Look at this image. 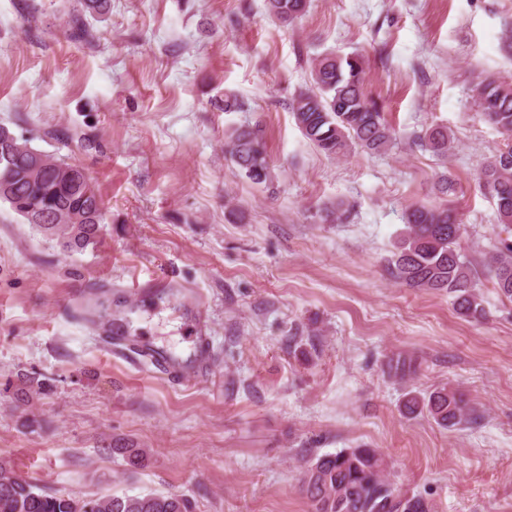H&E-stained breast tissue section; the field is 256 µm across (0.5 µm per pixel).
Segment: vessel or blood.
Masks as SVG:
<instances>
[{
    "mask_svg": "<svg viewBox=\"0 0 512 512\" xmlns=\"http://www.w3.org/2000/svg\"><path fill=\"white\" fill-rule=\"evenodd\" d=\"M196 340L199 346L200 357L195 369L191 371L172 361L164 351L144 343H126L124 337L118 334L107 336L105 343L111 348L131 347L132 351L145 357L171 385L180 386L192 379L199 380L205 378L211 372V338L206 325H199Z\"/></svg>",
    "mask_w": 512,
    "mask_h": 512,
    "instance_id": "1",
    "label": "vessel or blood"
}]
</instances>
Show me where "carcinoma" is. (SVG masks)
<instances>
[{"mask_svg": "<svg viewBox=\"0 0 512 512\" xmlns=\"http://www.w3.org/2000/svg\"><path fill=\"white\" fill-rule=\"evenodd\" d=\"M270 17L292 24L309 7V0H265ZM90 35L83 14L69 20V37L82 41ZM312 86L293 98L291 114L302 135L323 153L341 157L361 149L379 153L393 146L395 132L379 105L364 92L368 58L321 54L310 61ZM474 102L486 121L505 135L502 146L483 166L479 184L496 205L498 223L512 225V81L477 79ZM13 135L0 125V178L10 191L0 192L25 223L66 253H76L99 243L105 221L103 202L92 178L75 163L54 159L15 138L9 149L4 139ZM421 145L448 157L452 137L445 126L426 130ZM230 160L253 184L272 182L263 131L259 125L235 129L227 143ZM455 183L442 176L434 186L440 199L421 204L404 214L405 229L390 260L393 277L420 291H445L457 312L466 318L484 316L478 283L459 249L463 224L448 205ZM489 271L495 288L512 298V241L490 257ZM390 372L404 379L413 375V360L399 355L389 361ZM404 408L410 414L425 412L437 424L454 427L476 422V407L467 394L442 385L426 395L407 393ZM301 492L310 512H405L401 493L386 472L382 454L374 448H348L316 457L301 478ZM189 499L175 493L106 495L84 500L70 494L41 489L15 477L0 464V512H190Z\"/></svg>", "mask_w": 512, "mask_h": 512, "instance_id": "1", "label": "carcinoma"}]
</instances>
